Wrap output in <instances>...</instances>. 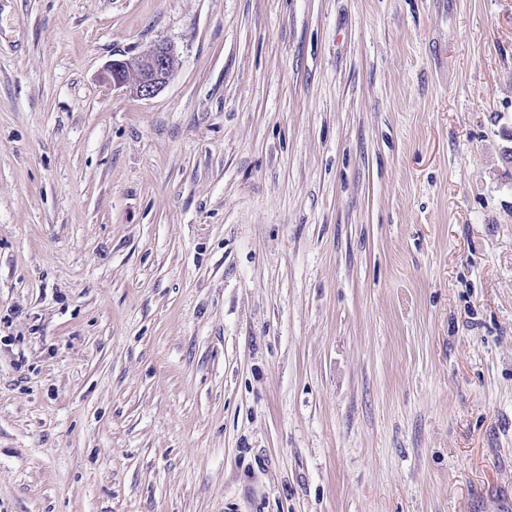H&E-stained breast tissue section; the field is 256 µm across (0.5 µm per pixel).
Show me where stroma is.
I'll list each match as a JSON object with an SVG mask.
<instances>
[{
	"label": "stroma",
	"mask_w": 512,
	"mask_h": 512,
	"mask_svg": "<svg viewBox=\"0 0 512 512\" xmlns=\"http://www.w3.org/2000/svg\"><path fill=\"white\" fill-rule=\"evenodd\" d=\"M509 147L512 0H0V512H512ZM174 67L173 47L164 42L150 46L133 62L112 60L106 71L113 87H123L128 83L131 70L135 72L132 86L137 97L151 98L157 95L168 83Z\"/></svg>",
	"instance_id": "stroma-1"
}]
</instances>
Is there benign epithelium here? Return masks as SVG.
Here are the masks:
<instances>
[{"label":"benign epithelium","instance_id":"obj_1","mask_svg":"<svg viewBox=\"0 0 512 512\" xmlns=\"http://www.w3.org/2000/svg\"><path fill=\"white\" fill-rule=\"evenodd\" d=\"M174 67L173 47L164 42L150 46L134 61L114 60L106 71L112 86L122 87L128 83L129 72H135L133 93L141 98L157 95L168 83Z\"/></svg>","mask_w":512,"mask_h":512}]
</instances>
